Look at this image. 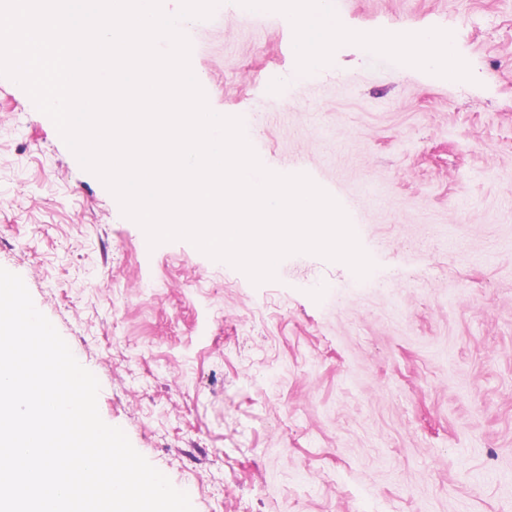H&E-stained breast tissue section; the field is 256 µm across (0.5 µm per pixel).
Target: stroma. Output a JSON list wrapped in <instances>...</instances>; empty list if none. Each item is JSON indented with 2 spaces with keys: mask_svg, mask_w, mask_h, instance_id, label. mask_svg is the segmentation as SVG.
I'll return each mask as SVG.
<instances>
[{
  "mask_svg": "<svg viewBox=\"0 0 512 512\" xmlns=\"http://www.w3.org/2000/svg\"><path fill=\"white\" fill-rule=\"evenodd\" d=\"M351 36L273 91L295 35L216 7L186 32L209 105L262 165L308 175L374 263L284 257L253 284L149 247L0 76V267L98 379V410L194 512H512V0H335ZM401 24L448 81L365 56Z\"/></svg>",
  "mask_w": 512,
  "mask_h": 512,
  "instance_id": "35a3bbf8",
  "label": "stroma"
}]
</instances>
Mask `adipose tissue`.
<instances>
[{
	"mask_svg": "<svg viewBox=\"0 0 512 512\" xmlns=\"http://www.w3.org/2000/svg\"><path fill=\"white\" fill-rule=\"evenodd\" d=\"M248 3L255 11H274L280 23L295 33L298 56L303 62L291 77L295 83L317 77L324 68L331 44L349 36L340 16L331 13L329 5L322 0H248ZM313 18L323 21L321 39L315 43L308 37L309 21ZM358 39L369 56L390 54L422 70L445 69L448 79L457 77L456 71L447 66L453 53L451 45L435 34H416L396 27L362 33Z\"/></svg>",
	"mask_w": 512,
	"mask_h": 512,
	"instance_id": "ef3b65f1",
	"label": "adipose tissue"
}]
</instances>
